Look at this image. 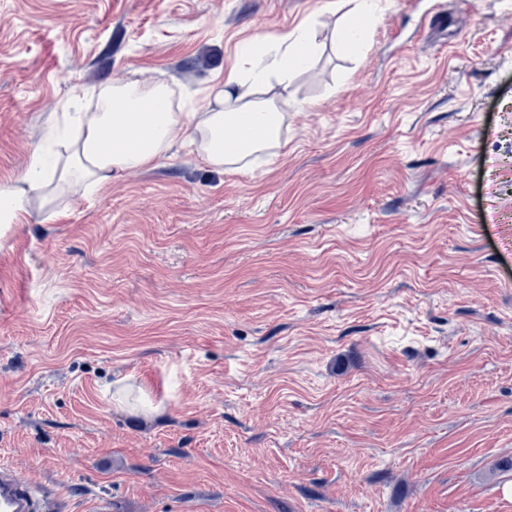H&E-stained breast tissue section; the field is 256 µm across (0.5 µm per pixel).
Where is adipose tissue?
<instances>
[{"label": "adipose tissue", "mask_w": 512, "mask_h": 512, "mask_svg": "<svg viewBox=\"0 0 512 512\" xmlns=\"http://www.w3.org/2000/svg\"><path fill=\"white\" fill-rule=\"evenodd\" d=\"M317 53L311 26L301 25L277 38L274 53L225 72L188 108L174 106L161 83L105 84L94 111L70 113L62 156L49 164L33 151L24 174L0 187V238L33 213L62 215L59 199L70 189H104L113 173L149 166L178 141L198 147L206 165L229 171L252 155L282 149L279 95Z\"/></svg>", "instance_id": "ef3b65f1"}]
</instances>
